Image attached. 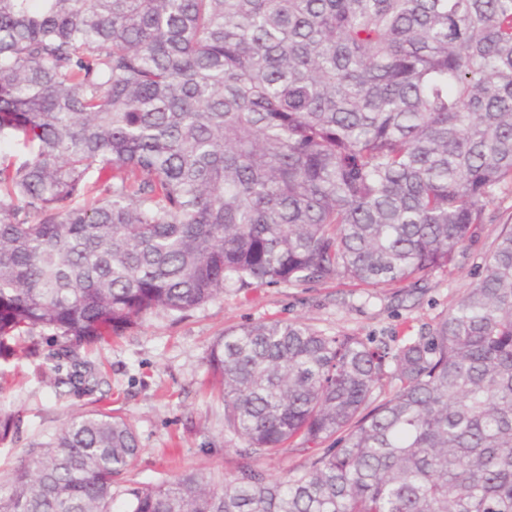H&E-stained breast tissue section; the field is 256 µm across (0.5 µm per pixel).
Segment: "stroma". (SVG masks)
Here are the masks:
<instances>
[{"label": "stroma", "instance_id": "obj_1", "mask_svg": "<svg viewBox=\"0 0 512 512\" xmlns=\"http://www.w3.org/2000/svg\"><path fill=\"white\" fill-rule=\"evenodd\" d=\"M512 227V183L486 207V221L468 240L454 269L417 286L366 288L333 283L255 285L184 313L151 315L119 337L77 347L93 391L67 384L73 361L61 339L38 330L20 341V356L0 359V410L20 417L17 436L0 443V481L28 448L46 442L70 415L101 410L130 422L140 451L132 478L154 485L184 472L223 473L235 438L224 430L220 384L208 366L211 343L224 330L270 319H301L333 335L344 332L395 346L434 324L478 280L503 228Z\"/></svg>", "mask_w": 512, "mask_h": 512}]
</instances>
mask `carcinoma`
I'll list each match as a JSON object with an SVG mask.
<instances>
[{"instance_id": "cac0c4a2", "label": "carcinoma", "mask_w": 512, "mask_h": 512, "mask_svg": "<svg viewBox=\"0 0 512 512\" xmlns=\"http://www.w3.org/2000/svg\"><path fill=\"white\" fill-rule=\"evenodd\" d=\"M5 139L0 359L230 285L417 282L512 180V0H0ZM208 364L224 475L142 486L133 426L78 414L0 512H114L119 483L122 512H512V229L395 348L275 319Z\"/></svg>"}]
</instances>
